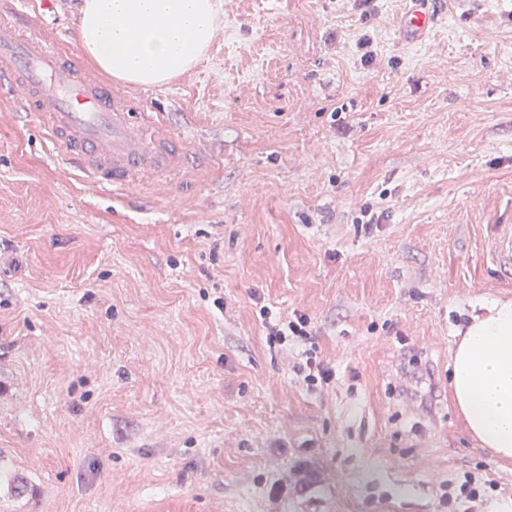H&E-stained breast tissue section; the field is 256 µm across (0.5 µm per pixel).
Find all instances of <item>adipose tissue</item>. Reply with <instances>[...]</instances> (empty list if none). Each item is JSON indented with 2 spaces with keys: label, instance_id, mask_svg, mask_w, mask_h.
Listing matches in <instances>:
<instances>
[{
  "label": "adipose tissue",
  "instance_id": "obj_1",
  "mask_svg": "<svg viewBox=\"0 0 512 512\" xmlns=\"http://www.w3.org/2000/svg\"><path fill=\"white\" fill-rule=\"evenodd\" d=\"M212 0H85L79 41L111 78L158 86L190 72L214 37ZM449 387L468 433L512 461V302H494L455 349Z\"/></svg>",
  "mask_w": 512,
  "mask_h": 512
}]
</instances>
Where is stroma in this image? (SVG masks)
Returning a JSON list of instances; mask_svg holds the SVG:
<instances>
[{
	"label": "stroma",
	"mask_w": 512,
	"mask_h": 512,
	"mask_svg": "<svg viewBox=\"0 0 512 512\" xmlns=\"http://www.w3.org/2000/svg\"><path fill=\"white\" fill-rule=\"evenodd\" d=\"M10 2L78 50L84 0ZM213 2L191 72L127 88L202 167L89 192L0 98V512H466L469 472L511 501L448 382L512 301V0H428L418 41L410 0ZM435 21L433 13L417 7L410 8L403 18V29L412 40L419 39ZM493 253L500 266L512 270V225L501 224L494 238ZM260 315L264 318L269 316V308L267 306L260 307ZM295 319L288 320L286 322H274L271 320V317H268V321H266L265 329L267 330L266 338L270 345H275L276 343L282 345L288 341V337H299L306 338L309 336L310 332L307 327L309 325V318L306 315L294 314Z\"/></svg>",
	"instance_id": "1"
}]
</instances>
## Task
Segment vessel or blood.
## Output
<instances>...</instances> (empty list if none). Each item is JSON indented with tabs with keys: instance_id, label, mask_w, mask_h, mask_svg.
I'll list each match as a JSON object with an SVG mask.
<instances>
[{
	"instance_id": "obj_1",
	"label": "vessel or blood",
	"mask_w": 512,
	"mask_h": 512,
	"mask_svg": "<svg viewBox=\"0 0 512 512\" xmlns=\"http://www.w3.org/2000/svg\"><path fill=\"white\" fill-rule=\"evenodd\" d=\"M434 21L433 13L413 7L403 29L416 40ZM0 88L20 94L47 143L74 164L89 189H125L146 177L179 173L188 163L179 135L75 59L38 14L16 10L0 19ZM493 253L512 270L511 224L499 226Z\"/></svg>"
}]
</instances>
